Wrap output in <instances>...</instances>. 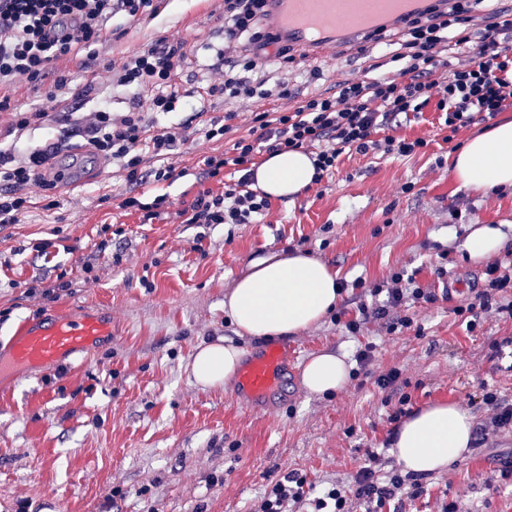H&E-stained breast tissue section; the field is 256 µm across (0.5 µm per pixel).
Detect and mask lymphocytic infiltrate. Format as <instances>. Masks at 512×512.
<instances>
[{
    "label": "lymphocytic infiltrate",
    "instance_id": "f902f5d3",
    "mask_svg": "<svg viewBox=\"0 0 512 512\" xmlns=\"http://www.w3.org/2000/svg\"><path fill=\"white\" fill-rule=\"evenodd\" d=\"M157 11L155 0H0V89L21 80L37 81L47 75L54 60L122 37V20ZM268 14V0H224V75L210 85V95L241 100L289 98L287 85L272 94L246 78L270 59L283 63L292 59L287 43L270 28ZM74 15L80 24L72 29L68 21ZM460 21L459 12L427 7L403 26L400 46L391 56L399 64L397 70L383 71L374 63L369 78L341 81L333 93L311 95L296 107L274 114L256 113L253 126L237 136L230 150L203 160L201 181H221L223 191L204 186L187 207L177 211V218L185 224L259 223L270 203L266 194L252 187L251 163L258 149L269 153L311 149L313 181L318 184L335 171L344 153L407 156L424 148V141L406 142L386 135L385 130L399 115L419 111L429 102L445 112V124L452 132L512 106V42L503 38L505 32H512V18L479 32L456 31ZM455 49L467 52L469 58L451 68L442 54ZM184 58L182 42L166 38L127 57L113 67L112 77L135 91L151 88L154 95L149 105L135 98L126 111L93 112L82 127L92 151L111 160L128 182H143L142 164L148 157L163 163L154 173L155 181L174 178V169L166 161L178 142L189 140L191 126L179 123L158 129L154 117L181 106L183 96L174 76ZM55 156V147L49 146L20 159L14 146L0 144V183L5 186L0 192V224L16 223L31 207V186L56 188V180L49 177ZM228 170L237 171L238 179L225 180ZM372 294L373 303L361 305L360 314L388 319L392 332L411 328L412 321L390 319L391 308L407 301L434 300L412 274H394L387 288H374ZM377 461L376 454H369L367 466L348 489L331 485L317 491L304 476L287 475L266 490L260 512H288L289 506L304 503L311 512H347L352 495L384 506L405 481L396 475L378 485L374 480Z\"/></svg>",
    "mask_w": 512,
    "mask_h": 512
}]
</instances>
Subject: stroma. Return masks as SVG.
<instances>
[{"label": "stroma", "mask_w": 512, "mask_h": 512, "mask_svg": "<svg viewBox=\"0 0 512 512\" xmlns=\"http://www.w3.org/2000/svg\"><path fill=\"white\" fill-rule=\"evenodd\" d=\"M224 0H161L156 16L134 22L125 36L94 47V57H64L54 75L69 85L59 113L16 139L18 155L55 144L60 165L76 166L85 184L56 188V207L35 204L18 223L0 225V349L15 325L50 313L102 311L112 339L60 367L14 379L0 377V512H254L266 486L291 473L315 485H353L367 451L380 456L379 481L399 474L389 454V414L451 401L475 418L471 448L448 470L405 484L381 512H512V476L497 469L512 459V427L495 423L484 391L512 405V314L481 313L475 329L454 314L485 281V263L464 259L462 243L473 224H511L512 188L488 195L462 188L449 173L450 156L486 123L449 133L435 104L400 118L388 133L424 140L423 153L386 158L343 154L333 174L295 199H274L259 224H180L176 210L197 194L206 156L227 141L194 135L168 163L173 182L128 184L118 172L88 180L90 161L74 153L91 112L125 111L132 93L113 82L109 65L159 37L182 40L186 57L176 79L198 96L217 78ZM360 43L328 46L312 63L260 69L254 82L287 84L297 99L362 73ZM319 78H311L310 67ZM171 205L151 224L122 198ZM117 231L108 255L92 272L83 260ZM47 241L48 255L32 251ZM307 252L332 265L345 288L339 306L359 319L349 333L325 318L283 338L288 378L267 406L245 410L226 400L227 387L196 385L190 364L201 344L224 341L245 356L265 341L238 335L224 312V296L250 263L273 254ZM445 275H437V268ZM397 271L416 272L436 303L395 309L413 327L389 332L384 321L360 320L364 292ZM67 273L74 288L58 296H31L32 281ZM457 291H449V284ZM372 345V358L342 392L308 396L300 383L306 360L334 350L354 355ZM398 371L390 388L380 376Z\"/></svg>", "instance_id": "obj_1"}]
</instances>
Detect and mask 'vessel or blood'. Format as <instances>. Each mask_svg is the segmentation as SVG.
<instances>
[{
	"label": "vessel or blood",
	"instance_id": "obj_1",
	"mask_svg": "<svg viewBox=\"0 0 512 512\" xmlns=\"http://www.w3.org/2000/svg\"><path fill=\"white\" fill-rule=\"evenodd\" d=\"M427 4L428 0H271L269 22L289 44L312 53L330 41L362 39L380 26L401 27L407 16ZM111 336L112 322L103 313L22 322L0 356V374L17 378L32 369L63 364ZM287 366V351L268 346L243 366L230 402L246 410L258 408L280 388Z\"/></svg>",
	"mask_w": 512,
	"mask_h": 512
}]
</instances>
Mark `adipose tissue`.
<instances>
[{"instance_id": "obj_1", "label": "adipose tissue", "mask_w": 512, "mask_h": 512, "mask_svg": "<svg viewBox=\"0 0 512 512\" xmlns=\"http://www.w3.org/2000/svg\"><path fill=\"white\" fill-rule=\"evenodd\" d=\"M451 176L461 187L488 193L512 187V117L470 138L453 156ZM314 176L308 153L292 150L266 156L254 168V187L271 197L297 195ZM512 246V236L489 224L476 225L463 249L469 260L491 258ZM336 272L321 259L302 252L262 257L251 262L224 297V311L242 335L278 339L297 335L326 318L339 302ZM242 352L222 342L199 346L192 363L203 387L229 383L238 373ZM350 366L340 352L311 356L301 384L313 397L343 391ZM474 417L459 404L425 405L397 425L389 452L404 473H439L460 460L473 439Z\"/></svg>"}]
</instances>
